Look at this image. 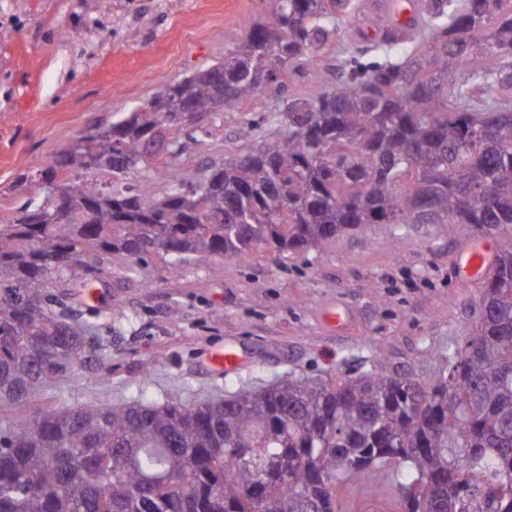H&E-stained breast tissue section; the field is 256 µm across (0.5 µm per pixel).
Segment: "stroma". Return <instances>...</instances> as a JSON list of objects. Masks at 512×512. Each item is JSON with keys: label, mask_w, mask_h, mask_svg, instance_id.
Returning <instances> with one entry per match:
<instances>
[{"label": "stroma", "mask_w": 512, "mask_h": 512, "mask_svg": "<svg viewBox=\"0 0 512 512\" xmlns=\"http://www.w3.org/2000/svg\"><path fill=\"white\" fill-rule=\"evenodd\" d=\"M249 20L271 22L270 0H0V222L42 202L41 173L58 151L216 63ZM356 38L352 23L340 24L289 90L264 88L244 111L224 113L186 166L234 156L246 123L334 83ZM481 236L470 224H373L306 251L235 261L113 257L100 303L74 305L104 354L26 410L204 400L231 384L253 389L289 374L331 382L369 368L428 382L473 332L480 291L459 284L456 266L459 244ZM326 312L341 323L326 325ZM227 345L242 369L208 370L207 356Z\"/></svg>", "instance_id": "stroma-1"}]
</instances>
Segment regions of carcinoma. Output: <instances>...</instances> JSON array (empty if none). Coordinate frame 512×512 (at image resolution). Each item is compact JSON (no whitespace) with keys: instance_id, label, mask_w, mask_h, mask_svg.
<instances>
[{"instance_id":"carcinoma-1","label":"carcinoma","mask_w":512,"mask_h":512,"mask_svg":"<svg viewBox=\"0 0 512 512\" xmlns=\"http://www.w3.org/2000/svg\"><path fill=\"white\" fill-rule=\"evenodd\" d=\"M358 8L273 0L272 22L218 62L80 137L44 171L43 203L0 224V512H342L352 484L396 489L401 512H512V250L496 254L474 333L426 385L288 375L188 403L3 414L98 349L63 298L114 255L235 260L367 224L512 230V0H428L419 23L354 46L335 84L244 126L253 147L172 166L210 134L186 112L212 120L285 89ZM376 48L397 58L363 61Z\"/></svg>"}]
</instances>
